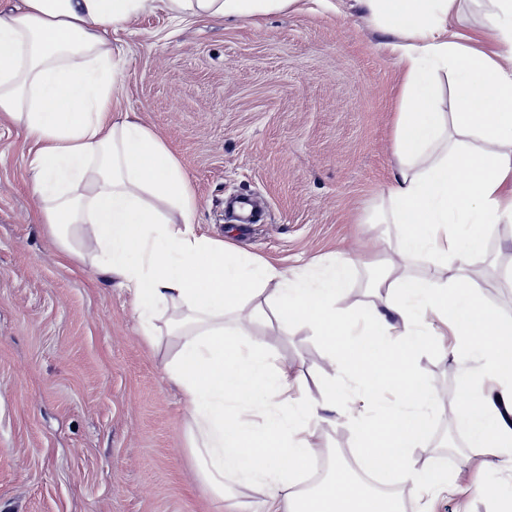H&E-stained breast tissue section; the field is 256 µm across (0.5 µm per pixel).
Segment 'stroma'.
<instances>
[{"label": "stroma", "mask_w": 512, "mask_h": 512, "mask_svg": "<svg viewBox=\"0 0 512 512\" xmlns=\"http://www.w3.org/2000/svg\"><path fill=\"white\" fill-rule=\"evenodd\" d=\"M486 0H463L453 31L496 50L484 28ZM390 38L355 4L341 13L319 0L235 21L172 19L162 5L113 31L123 49L114 110L135 114L166 142L189 177L196 222L207 235L288 272L314 259L355 258L341 307L364 324L378 266L398 259L401 229L383 223L397 165L395 119L402 69ZM24 130L0 123V512H224L196 480L189 414L165 364L178 312L161 306L149 346L127 296L99 273L93 254L64 259L37 218ZM260 203L243 224L227 203ZM468 265L480 305L512 321V223ZM271 362L287 364L301 402L318 405L315 442L326 459L354 449L364 420L406 409L391 389L364 394L338 374L318 336L257 325ZM452 336H435L415 369L432 392L412 457L452 460L448 485L401 491L400 512H501L481 493L512 483V467L469 447L455 422L467 366Z\"/></svg>", "instance_id": "obj_1"}]
</instances>
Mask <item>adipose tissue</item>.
<instances>
[{"mask_svg": "<svg viewBox=\"0 0 512 512\" xmlns=\"http://www.w3.org/2000/svg\"><path fill=\"white\" fill-rule=\"evenodd\" d=\"M157 0H17L0 11V120L19 125L35 146L29 162L38 218L65 258L101 253L102 270L128 295L147 340L159 307L182 313L171 327L182 343L166 365L189 412L191 452L205 491L225 512H243L226 492L233 480L266 489L263 512H398L333 463L322 484L297 486L315 453L316 407H288L293 377L271 365L254 340L261 296L284 324L321 336L331 363L368 393L389 388L412 405L360 425L356 450L382 474L401 468L411 490L447 483V472L416 467L411 451L431 401L414 367L433 320L453 329V352L481 368L459 384L455 417L469 447L512 464V323L479 308L480 286L466 274L488 230L512 223V0H489L486 22L500 49L489 54L448 29L460 0H357L390 36L404 67L396 120L399 159L385 223L403 228L397 266L374 287L390 289L358 328L340 310L349 260L308 263L293 274L212 238L193 219V191L163 138L127 113L111 112L121 92L108 34ZM179 20H235L280 11L295 0H159ZM454 83V112L435 105L437 76ZM425 256L451 268L447 281L410 275ZM399 332L400 343L389 340ZM265 423L253 427L252 413Z\"/></svg>", "mask_w": 512, "mask_h": 512, "instance_id": "ef3b65f1", "label": "adipose tissue"}]
</instances>
